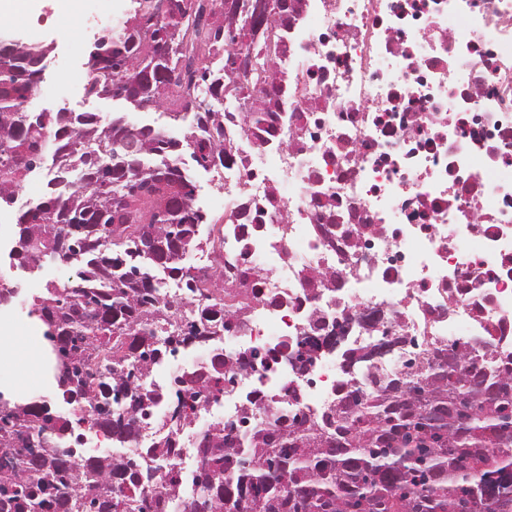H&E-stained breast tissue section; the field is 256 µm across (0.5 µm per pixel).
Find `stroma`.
<instances>
[{
	"instance_id": "stroma-1",
	"label": "stroma",
	"mask_w": 512,
	"mask_h": 512,
	"mask_svg": "<svg viewBox=\"0 0 512 512\" xmlns=\"http://www.w3.org/2000/svg\"><path fill=\"white\" fill-rule=\"evenodd\" d=\"M134 0H81L80 11L87 14L85 26L71 24L58 0H32L28 9L15 18L0 20V40L47 46L38 90L27 105L32 112H91L102 121L117 117L136 127L171 128L176 102L158 107L135 109L122 100L86 96L82 86L62 81L65 73L87 71L88 54L94 37L105 33L134 9ZM52 170H44L28 179L15 195L9 208L12 223H0V282L15 290L9 303L0 304V345L6 355L0 358V394L8 398L36 399L47 402L52 412L72 417L74 408L64 402L54 381L48 380L42 364L45 345L44 326L28 315V302L41 294L47 282L63 281L78 271V264H44L39 268L22 267L11 262L16 216L37 204L46 194Z\"/></svg>"
}]
</instances>
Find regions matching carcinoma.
I'll return each instance as SVG.
<instances>
[{
    "label": "carcinoma",
    "mask_w": 512,
    "mask_h": 512,
    "mask_svg": "<svg viewBox=\"0 0 512 512\" xmlns=\"http://www.w3.org/2000/svg\"><path fill=\"white\" fill-rule=\"evenodd\" d=\"M160 17L154 0H139L123 33L99 36L90 52L89 96L158 106L174 87L182 113L196 126L174 130L131 127L118 118L103 125L94 114L26 110L41 79L47 48L0 42V204L13 203L29 176L42 168L47 147L60 171L79 182L49 184L45 198L20 214L13 261L36 267L45 259L79 255L85 267L63 283L51 282L30 313L47 327L54 377L63 400L90 408V423L120 442L137 437L156 404L142 380L153 365L181 347L210 349L258 299L262 264L243 254L222 272L224 288H201L206 276L181 264L203 247L207 214L194 206L195 184L182 155L200 167L241 162L230 126L261 148L288 111V75L265 53L262 0H234L229 17L218 0H172ZM252 54L251 79L227 73L235 50ZM235 109L202 106L201 86ZM105 147L111 162L96 156ZM323 247L355 253L374 230L360 224L336 239V200L316 204ZM162 268L198 301V316L175 325L183 304L165 298L149 266ZM314 290L340 287L337 271L304 268ZM323 320L310 316L326 342ZM376 349L340 355L343 371L364 365L336 403L318 416L300 407L286 418L241 435L254 410L237 420L202 426L195 455L208 469L192 474L183 494L177 431L224 397L228 375L246 372L217 352L184 375L166 411L169 433L156 457L165 483L143 498L155 470L136 455L85 457L71 447L76 428L42 401L0 398V512H512V331L493 347L469 338L415 356L400 376L372 387Z\"/></svg>",
    "instance_id": "carcinoma-1"
}]
</instances>
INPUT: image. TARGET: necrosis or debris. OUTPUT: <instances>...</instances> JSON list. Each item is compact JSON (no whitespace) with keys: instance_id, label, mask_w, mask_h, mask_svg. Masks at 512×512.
<instances>
[{"instance_id":"necrosis-or-debris-1","label":"necrosis or debris","mask_w":512,"mask_h":512,"mask_svg":"<svg viewBox=\"0 0 512 512\" xmlns=\"http://www.w3.org/2000/svg\"><path fill=\"white\" fill-rule=\"evenodd\" d=\"M454 19L460 27L449 28ZM286 59L280 146L264 168L224 180L225 196L263 209L264 224L225 225L223 246L198 257L202 270L244 253L264 261L263 303L223 341L227 359L254 363L224 392L228 419L256 381L266 422L282 412L288 381L312 412L335 402L338 364L321 357L291 379L270 358L307 333L314 312L338 319L352 348L371 341L360 316L390 307L403 334L432 344L512 326V0H303ZM278 180L290 185L280 213L266 208ZM467 184L477 193H462ZM328 198L352 223L374 225L358 255L320 246L313 203ZM300 255L339 267L340 292L310 290Z\"/></svg>"}]
</instances>
